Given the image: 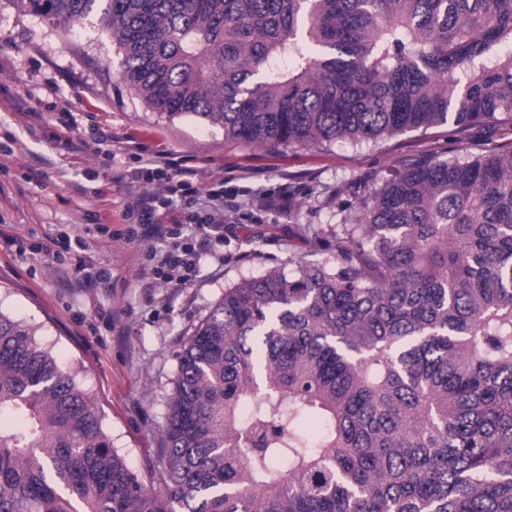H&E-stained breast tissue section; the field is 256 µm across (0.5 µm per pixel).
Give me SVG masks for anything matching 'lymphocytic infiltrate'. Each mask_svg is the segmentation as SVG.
<instances>
[{
    "label": "lymphocytic infiltrate",
    "instance_id": "lymphocytic-infiltrate-1",
    "mask_svg": "<svg viewBox=\"0 0 512 512\" xmlns=\"http://www.w3.org/2000/svg\"><path fill=\"white\" fill-rule=\"evenodd\" d=\"M148 174L163 183L164 193L139 197L133 208L139 222L127 233L128 241L155 238L169 243V250L151 253L144 270L151 283L189 281L203 255L224 240V219L237 205L225 199L223 183L209 191L210 208L193 214L198 189L189 171L170 167L167 160L154 161Z\"/></svg>",
    "mask_w": 512,
    "mask_h": 512
}]
</instances>
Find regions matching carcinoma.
<instances>
[{
	"instance_id": "carcinoma-1",
	"label": "carcinoma",
	"mask_w": 512,
	"mask_h": 512,
	"mask_svg": "<svg viewBox=\"0 0 512 512\" xmlns=\"http://www.w3.org/2000/svg\"><path fill=\"white\" fill-rule=\"evenodd\" d=\"M149 107L255 145L512 127V0H20ZM178 353L165 493L0 312V512H512V143L398 172Z\"/></svg>"
}]
</instances>
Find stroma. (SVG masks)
Segmentation results:
<instances>
[{
    "label": "stroma",
    "instance_id": "stroma-1",
    "mask_svg": "<svg viewBox=\"0 0 512 512\" xmlns=\"http://www.w3.org/2000/svg\"><path fill=\"white\" fill-rule=\"evenodd\" d=\"M120 59L92 21L63 27L0 0V312L77 370L113 448L158 491L177 353L225 289L292 258H321L315 233L339 224L340 202L418 161L487 153L511 142L512 128L442 125L358 147L250 145L151 109L122 80ZM160 151L195 182H223L244 218L225 231L223 258L203 257L186 284L145 288L148 244L122 232ZM285 192L289 209L272 207ZM80 256L111 273L109 287L80 281Z\"/></svg>",
    "mask_w": 512,
    "mask_h": 512
}]
</instances>
